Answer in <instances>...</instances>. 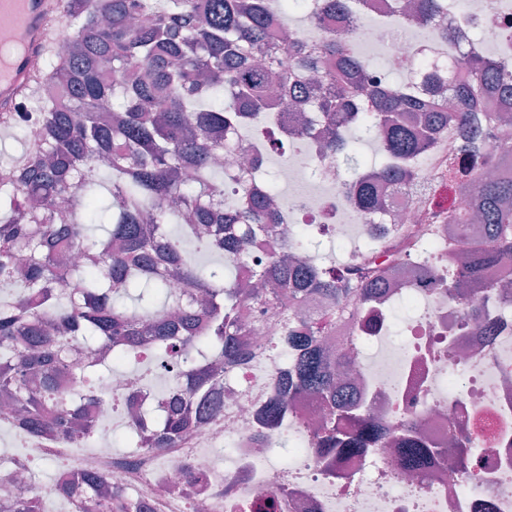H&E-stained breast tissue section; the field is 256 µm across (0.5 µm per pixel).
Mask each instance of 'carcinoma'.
Masks as SVG:
<instances>
[{
  "mask_svg": "<svg viewBox=\"0 0 512 512\" xmlns=\"http://www.w3.org/2000/svg\"><path fill=\"white\" fill-rule=\"evenodd\" d=\"M440 6V0H412L411 16L426 21ZM304 7V0H65L61 23L73 32L69 51L50 49L36 114L11 117L21 128L37 124L38 137L28 140L21 160L0 162L10 180L0 184V284L8 287L0 298V390L22 406L16 419L21 432L78 424L75 397L100 378V364L76 372V389L63 394L60 367L76 346L104 348L115 355L108 363L118 365L137 353L143 336L155 337L149 353L162 356L169 354L170 337L178 336L182 398L156 430L147 433L141 424L132 434L142 454L173 447L206 422L224 369L242 363L237 313L249 297L275 316L281 335L299 349L289 388L326 403L319 452L339 459L387 444L389 431L359 416L357 389L340 379L355 344H342L331 363L318 337L396 286L408 249L405 225L388 229L393 252L385 260L378 245L340 267L306 265L295 256L308 251L300 228L292 246L246 281L222 267L204 274L194 261V251L204 249L232 267L251 242L270 232L277 190L270 185L258 198L242 181L221 195L214 159L233 152L224 127L254 119L274 85L295 112L310 109L326 118L346 112L382 138L388 161L365 168L353 188L366 212L383 207L381 184L416 182L415 157L430 133L452 130L448 152L467 153L471 161L461 168L448 159L445 180L471 192L485 241L468 251L450 243L439 260L456 273L455 288L476 293L485 288L486 269L512 261V178L481 172L477 182L471 176L496 154L512 153V114L497 106L500 89L512 91L509 72L474 58L446 81L429 71L416 84L402 82L371 96L353 34L334 29L307 49L299 45L282 13ZM276 34L290 56L286 69L261 55ZM479 123L501 129L503 138L475 140L471 130ZM324 147L347 152L344 131L328 128ZM105 176L110 186L101 199L93 189ZM105 222L111 227L102 239L86 234L85 225ZM176 223L180 234L174 236L169 225ZM61 246L79 253L74 268L60 260ZM64 279L69 292L61 294L57 286ZM174 280L187 292H172ZM139 285L154 288L176 315L121 307L119 300ZM324 297L332 309L309 318L299 312ZM286 411L283 401L267 404V428H278ZM396 441L408 472L419 471L431 456L409 421L396 426ZM455 443V458L478 479L473 434ZM74 489L99 508L127 512L121 493L98 473L84 474Z\"/></svg>",
  "mask_w": 512,
  "mask_h": 512,
  "instance_id": "obj_1",
  "label": "carcinoma"
}]
</instances>
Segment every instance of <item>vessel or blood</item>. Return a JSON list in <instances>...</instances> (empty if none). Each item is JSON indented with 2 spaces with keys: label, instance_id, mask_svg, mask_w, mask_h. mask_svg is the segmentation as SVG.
<instances>
[{
  "label": "vessel or blood",
  "instance_id": "vessel-or-blood-1",
  "mask_svg": "<svg viewBox=\"0 0 512 512\" xmlns=\"http://www.w3.org/2000/svg\"><path fill=\"white\" fill-rule=\"evenodd\" d=\"M59 0H0V46L21 52L0 66V113L16 112L37 78L35 60L46 51L59 26Z\"/></svg>",
  "mask_w": 512,
  "mask_h": 512
}]
</instances>
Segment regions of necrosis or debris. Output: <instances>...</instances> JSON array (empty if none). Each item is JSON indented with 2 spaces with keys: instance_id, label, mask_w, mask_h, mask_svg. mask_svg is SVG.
Masks as SVG:
<instances>
[{
  "instance_id": "1",
  "label": "necrosis or debris",
  "mask_w": 512,
  "mask_h": 512,
  "mask_svg": "<svg viewBox=\"0 0 512 512\" xmlns=\"http://www.w3.org/2000/svg\"><path fill=\"white\" fill-rule=\"evenodd\" d=\"M391 2L366 0L364 9L321 16L300 37L310 42L318 30L348 28L355 35L356 52L373 49L383 54L389 70L413 78L420 77L422 67L444 72L449 61L485 53L512 70V0H463L462 7L443 10L426 24L390 14ZM446 29L454 32L453 41L441 39ZM286 120V113L274 109L259 118L261 136L246 137L234 127L224 131L225 140L237 144L234 154L219 162L225 189L236 188L243 165L251 188L264 190L271 157L281 152L285 159L279 180L296 193L282 206L280 224L252 245L241 274L265 264L283 230L299 224L339 242L360 236L375 243L383 242L389 225H407L416 245L411 260L417 275L403 290L413 308L403 332H395L390 307L366 305L354 317L338 320L320 344L332 355L340 338H355L350 369L364 392L366 416L387 423L415 421L430 447L442 450L448 447L449 426L481 431L474 456L483 489H471L469 475L454 470L444 457L418 475H407L396 463L392 443L337 461L335 474H327L313 450V432L323 414L318 401L306 398L297 399L288 411L283 427L297 446L287 461H279V435L260 423L258 413L271 396H287L291 357L269 354L267 312L244 306L238 339L249 356L225 374L224 408L218 417L151 460L138 454L113 458L107 450L112 407L105 396L124 392L129 376L112 373L95 384L84 405L98 449L71 447L62 434L26 438L29 453L23 465L0 456V482L16 485L13 502L0 500V512H17L20 504L26 512H37L41 496L35 477L42 466L54 469L59 480L80 479L88 469L100 471L134 504L150 503L153 512H188V496L175 490L184 470L194 475L192 495L199 512H264V501L281 487L289 490L285 512H512V302L483 293L466 300L441 290L439 281L448 271L433 258L447 252L449 241L466 242L462 225L433 219L420 189L387 188L382 211L358 210L349 194L354 175L343 174L340 155L320 147L321 122H313L311 131L300 135L299 147L287 152L278 136ZM476 314L491 324V340L480 349L472 346ZM183 370L180 350H172L160 367L166 387L148 385L137 392L126 414L127 428L136 427L142 414L165 415ZM219 448L224 451L220 457L215 454ZM227 485L231 493L218 496V489Z\"/></svg>"
}]
</instances>
